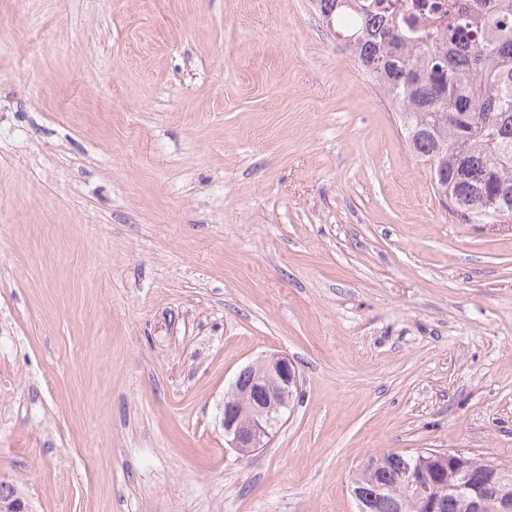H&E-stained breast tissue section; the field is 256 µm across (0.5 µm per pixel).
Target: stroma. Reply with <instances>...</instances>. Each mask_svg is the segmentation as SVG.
I'll return each mask as SVG.
<instances>
[{
    "label": "stroma",
    "instance_id": "obj_1",
    "mask_svg": "<svg viewBox=\"0 0 512 512\" xmlns=\"http://www.w3.org/2000/svg\"><path fill=\"white\" fill-rule=\"evenodd\" d=\"M0 478L32 512H357L512 467V228L459 222L319 0H0ZM301 392L226 448L239 371ZM246 369L251 378L247 382L235 378L221 411L225 440L242 457L268 447L273 428L290 406L288 399L301 388L299 372L284 354L265 355ZM246 404L252 407L251 414L245 413ZM421 453L424 457L421 464H432L434 478L441 484L445 494L435 486L432 477L422 468L408 470L409 466L416 463L420 452L370 456L352 487L373 498L370 507V498H365L359 492L352 493L358 511L366 512L370 508L368 512H422V504L426 512H440L444 496L443 512H471L468 500L464 497L466 496L473 512H496L503 500H512V468L509 472L494 473L492 465L495 464L492 462L477 460L462 453V463L467 465L462 471L451 464L438 462L439 459L433 458L427 451ZM466 475L474 478L476 484L470 482L457 488L456 491L462 496L454 488ZM407 482L415 490L419 502L414 498ZM476 485L484 500L476 493ZM374 490L376 492L373 495ZM510 500L503 501L497 511L512 512Z\"/></svg>",
    "mask_w": 512,
    "mask_h": 512
}]
</instances>
